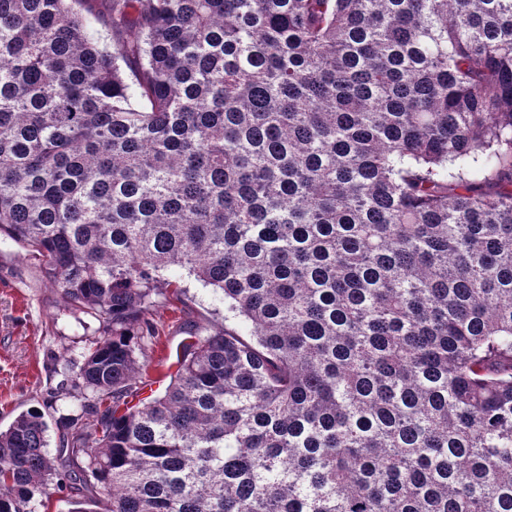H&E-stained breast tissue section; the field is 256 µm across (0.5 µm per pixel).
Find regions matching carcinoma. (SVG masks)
Here are the masks:
<instances>
[{"label":"carcinoma","mask_w":512,"mask_h":512,"mask_svg":"<svg viewBox=\"0 0 512 512\" xmlns=\"http://www.w3.org/2000/svg\"><path fill=\"white\" fill-rule=\"evenodd\" d=\"M93 2L0 0V236L103 331L0 512H512V0ZM182 270L241 332L134 402ZM84 402L85 399H83L81 396L75 395V397H69L58 401L56 403L57 410L55 412L50 410V412L52 413V418H47L48 430L46 432V451L48 453L55 454V449L58 443L59 431L57 429L56 421H59L60 417L62 416H66L68 414H76L77 412H80L81 406L84 404Z\"/></svg>","instance_id":"1"}]
</instances>
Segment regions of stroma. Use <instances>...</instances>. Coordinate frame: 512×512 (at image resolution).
Here are the masks:
<instances>
[{
	"label": "stroma",
	"instance_id": "35a3bbf8",
	"mask_svg": "<svg viewBox=\"0 0 512 512\" xmlns=\"http://www.w3.org/2000/svg\"><path fill=\"white\" fill-rule=\"evenodd\" d=\"M158 339L137 378L141 396L164 392L176 370V353L187 329L206 336L235 329L224 317L221 294L189 275L152 295ZM95 317L73 310L43 276L39 263L0 237V428L38 406L80 360L85 339L98 336Z\"/></svg>",
	"mask_w": 512,
	"mask_h": 512
}]
</instances>
